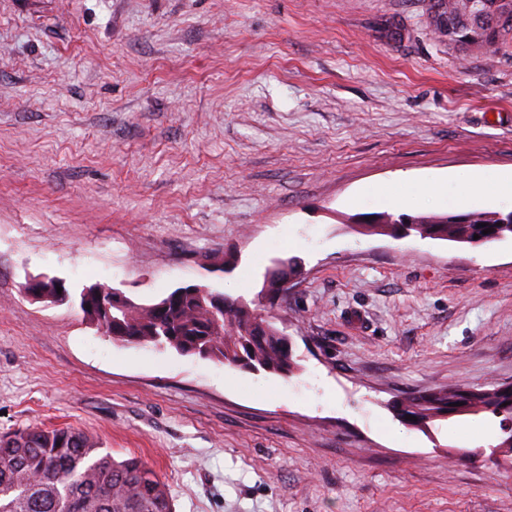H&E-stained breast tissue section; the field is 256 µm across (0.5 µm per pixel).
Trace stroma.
I'll return each mask as SVG.
<instances>
[{
    "label": "stroma",
    "instance_id": "35a3bbf8",
    "mask_svg": "<svg viewBox=\"0 0 512 512\" xmlns=\"http://www.w3.org/2000/svg\"><path fill=\"white\" fill-rule=\"evenodd\" d=\"M426 3L0 0V435L93 433L174 512H512L498 418L398 411L512 384V239L364 228L512 210V63H459ZM293 256L260 307L287 377L115 343L26 293L250 301ZM293 261L291 259H288V263H292ZM281 261L277 263V266L280 265ZM288 263H281V268L274 270L276 273L278 280L275 278H272L271 275H268L267 281L264 285L263 294L268 297L269 299H275L279 295L282 294L283 288L287 287L290 284L291 281L294 279L300 277L302 272L301 263L300 266L298 265L297 270L295 272H292L290 267L288 266ZM285 269L288 272V275L285 279H282L281 277V271ZM293 277V278H292Z\"/></svg>",
    "mask_w": 512,
    "mask_h": 512
}]
</instances>
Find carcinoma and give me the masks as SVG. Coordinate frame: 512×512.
Here are the masks:
<instances>
[{
    "instance_id": "carcinoma-1",
    "label": "carcinoma",
    "mask_w": 512,
    "mask_h": 512,
    "mask_svg": "<svg viewBox=\"0 0 512 512\" xmlns=\"http://www.w3.org/2000/svg\"><path fill=\"white\" fill-rule=\"evenodd\" d=\"M435 33L462 52L499 56L512 62V5L504 0H427ZM448 223L410 216L408 224H370L403 238L422 236L471 245L512 237V211L451 212ZM491 228L483 233L482 224ZM479 239H474V235ZM85 320L99 326L106 313L94 299L78 295ZM257 313L242 298L221 303L168 293L150 305H130L112 323V341L168 346L248 370L286 375L295 362L291 343L272 323L254 324ZM489 412L500 419V442L512 448V386L440 390L410 398L402 415L421 422L455 412ZM0 512H174L171 494L141 459L117 460L92 434L70 428H25L0 437Z\"/></svg>"
}]
</instances>
